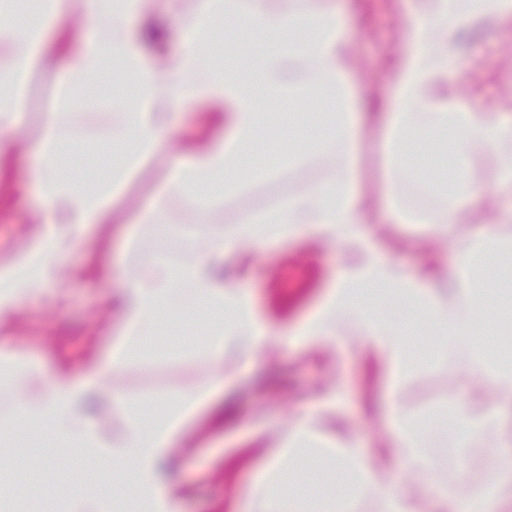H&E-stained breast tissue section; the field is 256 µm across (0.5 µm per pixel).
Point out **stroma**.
<instances>
[{
    "label": "stroma",
    "instance_id": "35a3bbf8",
    "mask_svg": "<svg viewBox=\"0 0 512 512\" xmlns=\"http://www.w3.org/2000/svg\"><path fill=\"white\" fill-rule=\"evenodd\" d=\"M327 4L344 21L348 52L365 92L391 98L390 74L407 48L405 26L426 11L427 0H327ZM199 9L200 0H153L148 20L168 29L170 37L164 43L146 45L145 56L179 53L184 47L182 35L195 23ZM91 34L79 0H71L57 32V50L28 85L24 99L28 123L0 155V263L37 228L34 158L26 143L58 109L57 86L63 75L59 48ZM456 51L458 61L445 76L451 98L465 108H496L501 117L511 119L512 19L474 21L457 39ZM123 106L110 94L97 93L63 116L57 161L81 185L90 186L96 173L120 163L127 145L112 140L108 132L114 112ZM218 109L211 102L173 109L168 117L173 128L170 139L158 156L131 176L112 206L109 223L77 239L47 293L25 302L10 321L0 322V336L7 337L14 350L42 370L63 365L74 374L89 355L107 357L112 349V338L105 330L109 297L120 287L122 276L135 271L143 255L170 263L193 261L198 233L273 208L310 184L333 176L342 162L336 146L306 155L300 165L247 184L216 199L204 211L185 202L173 188L164 205L167 231L158 233L138 225V216L154 196L165 169L188 160L198 141L215 134L211 118ZM363 178L366 191L375 199L368 211L369 228L379 233L389 259L412 272L425 269L435 259L442 269H449L458 250L468 245V237L449 243L432 228L393 223L382 198L386 183L375 149L365 154ZM131 233L138 241L128 250L124 240ZM345 258L344 250L335 246L314 253L284 242L260 251L245 247L243 254L226 257L224 266L239 272L263 318L291 329L315 310ZM171 320L177 326L176 335L156 337L153 345L158 356L135 360L106 381L98 395L102 407H110L112 393L120 391L160 409L212 376V366L197 351L208 329L206 316L177 311ZM481 386L465 360L439 359L419 364L393 391L383 362L375 355L352 348L310 350L276 338L230 386L234 419L212 416L200 423L187 445L176 449L167 477L180 490L181 512H237L250 490L254 465L287 435L297 417L319 408L327 393L336 395L340 431L360 435L366 452L373 455L384 435L383 416L390 400H397L402 412L431 417L451 409L465 390ZM27 437L24 431L0 436V470L27 473V512H60L69 486L77 483L87 486L98 512H111V496L101 494L100 476L88 469L81 454L60 447L34 449ZM430 449L438 478L451 487L461 480L470 488L481 487L489 476V453L512 461V447H500L493 432L469 448L456 447L452 439L436 432L430 437Z\"/></svg>",
    "mask_w": 512,
    "mask_h": 512
}]
</instances>
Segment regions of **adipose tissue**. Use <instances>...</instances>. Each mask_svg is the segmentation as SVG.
I'll return each instance as SVG.
<instances>
[{"label":"adipose tissue","mask_w":512,"mask_h":512,"mask_svg":"<svg viewBox=\"0 0 512 512\" xmlns=\"http://www.w3.org/2000/svg\"><path fill=\"white\" fill-rule=\"evenodd\" d=\"M460 2L430 0L428 15L413 19L408 48L394 68V95L386 104L359 98L343 24L323 0H301L295 10L284 0H237L236 23L260 31L265 50L257 61L211 71L199 84L184 81L200 63L195 32H185V46L178 55L150 62L140 51L146 33L133 28L147 0H84L85 18L106 34L85 41L68 55L61 102L67 108L75 105L87 78L106 63L129 69L132 105L115 113L112 123L113 139L135 142L128 168H136L159 152L168 107L200 99L223 103L228 134L215 136L186 163L166 170L163 181L164 188L179 189L190 205L206 209L213 200L212 189L229 192L239 188L242 148L255 137L269 103L284 95L298 101L321 96L329 108L316 115L317 137L299 146L288 137L278 140L270 172H280L305 154L336 144L343 149L344 162L335 177L288 197L274 209L249 216L231 228L200 235L195 241L199 255L195 262L172 265L156 256L144 257L111 297L121 319L108 359L90 357L78 385L60 371L48 376L19 365L9 373L0 372V381L9 380L20 389L14 410L0 417V430L25 427L36 440L86 452L97 464L111 463L113 479L108 489L113 512H181L177 487L162 475L172 448L203 412L213 410L228 386L227 349H234L237 361L246 366L278 333L257 313L248 289L217 276L215 261L247 244L319 238L346 246L349 256L316 310L295 330L297 340L341 347L348 342L343 328L357 324L363 346L383 359L391 384L404 380L415 362L408 356L402 329L361 304L359 287H374L383 296L422 311L438 331L440 355L464 358L474 374L491 384L496 403L487 405L479 395L469 393L462 396L451 417L438 421L388 411L384 422L391 458L378 462L356 436L344 433L333 442L325 437L321 426L336 413L335 397H327L319 411L292 425L278 448L255 470L242 512H350L349 499L334 501L312 491L291 495L281 489L289 460L308 464L329 457L334 466L325 473V482L333 484L351 476L357 493L375 496L376 512H419L416 496L420 493L449 505L452 512H504L512 504L511 463L493 459L487 483L476 490L456 491L436 480L435 460L428 450L429 434L437 426L460 448L470 447L491 431L499 433L501 447H512V431L504 428V416L512 412V359L499 352L494 340L479 339L482 323L496 309L487 298L486 284L470 277L487 255L499 254L507 259L499 280L512 281V243H505L496 229L497 224L512 223V209L498 211L496 225L474 223L473 206L490 207L494 200L470 176L473 158L496 155L498 186L512 191V120L500 119L492 111L450 105L440 84L456 61L449 29H463L467 20L480 16L511 18L512 0H468L465 9ZM62 3L39 0L44 22L36 31L0 13L1 85L21 86L28 72L47 56L49 34L62 21ZM373 123L380 127L376 145L388 174L417 181L440 199L438 210H415L394 191H387L386 202L395 223L430 224L451 241L465 229L475 241L471 250L457 254L446 290L438 289L436 273L411 274L388 260L365 230L367 206L359 170L366 146L364 130ZM422 137L447 149L450 168H442L433 158L420 166L409 165L410 150ZM60 138L59 127L51 124L30 143L36 157L42 228L9 262L0 264V317L14 313L43 291L60 267L73 235L106 223L110 205L122 187L120 172L101 180L94 191L75 187L55 162ZM184 297L189 309L203 308L215 319L202 350L216 368L213 379L182 395L163 418L153 422L138 398L114 399L123 421L120 427H112L107 416L89 410L91 398L108 373L126 367L144 339L154 334L161 316L172 312ZM403 466L416 476L408 489L399 480ZM128 481L136 488V497L120 494L119 485Z\"/></svg>","instance_id":"ef3b65f1"}]
</instances>
